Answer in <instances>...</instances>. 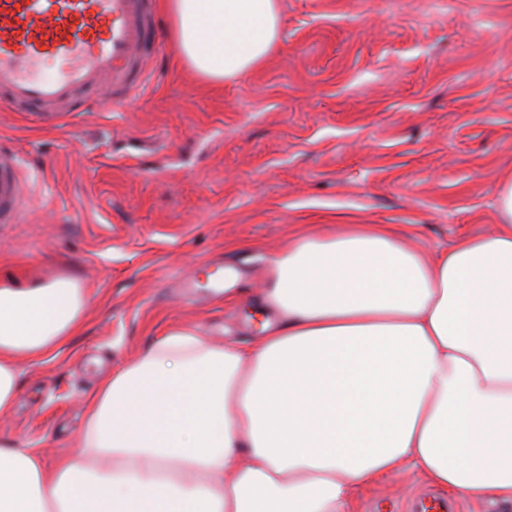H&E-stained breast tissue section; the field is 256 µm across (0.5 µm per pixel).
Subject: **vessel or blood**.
Here are the masks:
<instances>
[{"instance_id":"1","label":"vessel or blood","mask_w":512,"mask_h":512,"mask_svg":"<svg viewBox=\"0 0 512 512\" xmlns=\"http://www.w3.org/2000/svg\"><path fill=\"white\" fill-rule=\"evenodd\" d=\"M151 0H0V100L54 117L75 94L111 84L122 107L140 90L152 56L162 51ZM48 59L62 61L51 79L38 75ZM21 169L0 151V223L22 216Z\"/></svg>"}]
</instances>
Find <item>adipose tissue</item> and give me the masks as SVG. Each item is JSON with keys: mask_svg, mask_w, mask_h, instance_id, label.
<instances>
[{"mask_svg": "<svg viewBox=\"0 0 512 512\" xmlns=\"http://www.w3.org/2000/svg\"><path fill=\"white\" fill-rule=\"evenodd\" d=\"M196 75L232 80L282 31L279 0H163ZM68 275L0 274V418L22 367L84 325ZM249 347L167 330L84 399L76 460L0 442V512H353L400 470L512 503V178L496 222L432 252L382 224L303 233L269 261Z\"/></svg>", "mask_w": 512, "mask_h": 512, "instance_id": "1", "label": "adipose tissue"}]
</instances>
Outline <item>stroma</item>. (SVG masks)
Instances as JSON below:
<instances>
[{
	"label": "stroma",
	"instance_id": "35a3bbf8",
	"mask_svg": "<svg viewBox=\"0 0 512 512\" xmlns=\"http://www.w3.org/2000/svg\"><path fill=\"white\" fill-rule=\"evenodd\" d=\"M282 10L278 48L234 80L200 78L169 44L124 109L107 88L59 120L0 102V148L29 187L22 223L0 224V272L65 274L89 294L83 329L25 367L0 439L76 457L84 396L167 328L251 344L269 259L301 228L384 224L441 249L495 223L512 176V0ZM431 491L398 474L355 512H407Z\"/></svg>",
	"mask_w": 512,
	"mask_h": 512
}]
</instances>
